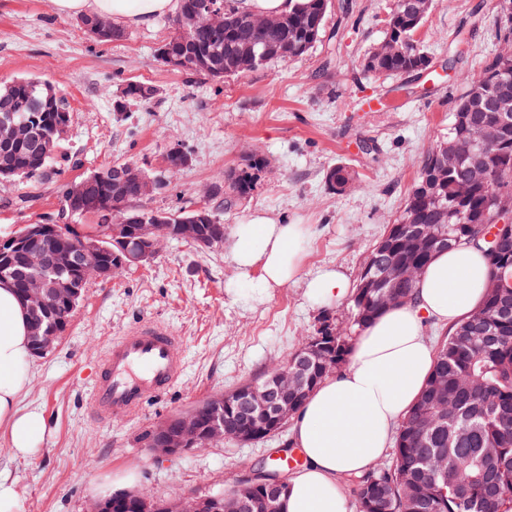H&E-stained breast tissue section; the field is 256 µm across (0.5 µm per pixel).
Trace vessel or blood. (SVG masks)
Here are the masks:
<instances>
[{"instance_id": "vessel-or-blood-1", "label": "vessel or blood", "mask_w": 512, "mask_h": 512, "mask_svg": "<svg viewBox=\"0 0 512 512\" xmlns=\"http://www.w3.org/2000/svg\"><path fill=\"white\" fill-rule=\"evenodd\" d=\"M176 336L150 321L126 331L106 353L93 387L91 406L102 418L137 412L149 398L166 391L180 376Z\"/></svg>"}]
</instances>
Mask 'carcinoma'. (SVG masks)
I'll return each mask as SVG.
<instances>
[{
  "label": "carcinoma",
  "mask_w": 512,
  "mask_h": 512,
  "mask_svg": "<svg viewBox=\"0 0 512 512\" xmlns=\"http://www.w3.org/2000/svg\"><path fill=\"white\" fill-rule=\"evenodd\" d=\"M207 0H180L174 19L175 32L160 48L166 54L164 63L198 75L200 69L191 63L198 50L212 51L213 70L206 76L214 79L235 78L280 59L270 54L264 60L250 58V53L269 51L286 43L288 58L304 56L319 41L331 0H297L295 8L284 15V23L262 28L253 23V15L224 8V28L189 26L186 20L204 6ZM425 17L415 16L406 0H395L382 42L361 61L362 70L374 75H397L420 71V65L431 60L414 40L415 32ZM484 82L471 84L457 99L454 122L448 137L457 144L458 168L455 175L467 179L468 187H460L443 170L433 193L420 191L424 181L444 163L440 148L426 152L418 177L407 194L397 223L411 222L431 229L433 236L415 248L387 233L381 237L382 264L399 269L412 267L420 273L432 257L447 249L448 237L471 241L487 253L491 273L489 282L498 288H485L481 306L466 320L453 327L438 344L435 363L427 385L409 414L401 421L393 452V462L380 464L372 471L347 477L353 486L357 512H512V285L507 275L512 267V234L502 235L496 242L498 255L488 253L485 236L495 228L500 210L512 207V124L502 129V117L512 121V98L507 112L474 108L471 103L512 84V71L503 70L501 61H488ZM153 89L139 83L127 85V101L145 102ZM46 93L40 80L17 78L0 85V113L9 110L18 116L32 118L37 140L52 145L54 152L42 154L35 146L18 144L9 153L15 167L28 173L31 183L57 181V149L52 115L40 112L38 102ZM498 133L497 142L483 152H476L473 140L476 128ZM121 163L106 165L84 177L85 196L66 200V184L57 186L60 203L69 204L64 219L73 221L93 214L101 225L125 215L124 203L137 198L128 187L118 197L111 196L109 172H117ZM267 167L261 154L249 156L243 166L231 170L224 178V191L229 200L248 198L260 173ZM328 189L345 192L355 182L354 172L343 164L326 174ZM366 278L360 273L352 299L353 326L364 330L383 310L391 305L406 304L414 299L416 280H400L390 294L381 288L363 291ZM351 338H336V347L326 350L327 360L311 364L308 374L319 385L336 372L334 365L347 361ZM493 404L497 418L484 419L486 404ZM448 412H465L470 418L466 426L441 423L430 426L443 408ZM441 450L456 467H448V480L435 476L420 460Z\"/></svg>",
  "instance_id": "carcinoma-1"
}]
</instances>
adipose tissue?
<instances>
[{
	"instance_id": "adipose-tissue-1",
	"label": "adipose tissue",
	"mask_w": 512,
	"mask_h": 512,
	"mask_svg": "<svg viewBox=\"0 0 512 512\" xmlns=\"http://www.w3.org/2000/svg\"><path fill=\"white\" fill-rule=\"evenodd\" d=\"M62 17L106 16L120 27H148L176 14L179 0H51ZM308 230L254 210L235 225L228 250L240 277L267 292L303 280L310 301L330 305L351 297L352 282L326 266L301 277ZM489 267L469 243L438 252L418 278L412 303L387 308L354 341L348 365L323 380L293 417L291 443L303 457L288 478L282 512H348L340 478L366 472L388 451L401 419L419 398L435 352L427 322L448 327L478 307ZM26 312L13 288L0 285V427L16 455L39 450L43 418L22 410L30 383Z\"/></svg>"
}]
</instances>
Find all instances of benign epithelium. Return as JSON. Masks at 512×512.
I'll return each instance as SVG.
<instances>
[{"mask_svg":"<svg viewBox=\"0 0 512 512\" xmlns=\"http://www.w3.org/2000/svg\"><path fill=\"white\" fill-rule=\"evenodd\" d=\"M194 22L198 25L224 24L223 6L212 0L204 10L195 14ZM81 27L96 40L112 38V22L108 19L83 22ZM33 135L29 120L16 118L9 112L0 115V145L28 143ZM120 174L116 190H121L125 182L134 181L139 185V199L155 192L154 181L144 177L137 167L127 165ZM62 231L61 224L34 222L0 237V266L10 268L12 257L20 256L24 258V265L33 271L22 286L21 304L27 315L39 316V321L29 324L31 351L36 357L51 349L57 339L60 308L74 309L81 294L75 283L110 279L115 268L121 270L149 262L158 255L161 244L172 236L191 245H201L204 227L192 218L179 224H163L156 215L152 216L150 224L145 223L143 217L138 224L123 218L106 225V246L94 239L79 238L65 250L50 248L48 239ZM400 233L412 246L431 237L427 228L412 224L393 225L392 234ZM114 246L119 248L114 264L101 262L100 253L110 251ZM319 330L323 335L297 349L263 383L249 382L232 391L215 393L154 426L148 437L151 453L161 458L172 457L224 441V418L234 410L250 421V426L233 438L235 442H254L259 436H269L280 430L290 415L288 398L304 393V380L296 369L299 361L306 353L326 348L327 342L336 340L339 335L330 319L323 320ZM285 483L282 476L266 480L250 468L244 478L219 495L181 496L160 501L133 489L95 502L91 512H126L130 508L134 512H253V508L260 504L266 507L265 512H277L274 502L280 497Z\"/></svg>","mask_w":512,"mask_h":512,"instance_id":"obj_1","label":"benign epithelium"}]
</instances>
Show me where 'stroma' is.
<instances>
[{
    "label": "stroma",
    "mask_w": 512,
    "mask_h": 512,
    "mask_svg": "<svg viewBox=\"0 0 512 512\" xmlns=\"http://www.w3.org/2000/svg\"><path fill=\"white\" fill-rule=\"evenodd\" d=\"M393 4L332 0L326 35L305 56L218 80L159 61L171 17L100 43L77 19L56 15L51 0H0V81L33 77L63 90L71 121L61 151L74 164L61 181L113 162L136 163L165 184L146 207L174 212L205 203L228 233L253 210L306 225L302 276L333 265L354 281L398 219L424 152L447 137L456 98L501 47L498 0H433L416 36L432 56V76L365 73L360 61L383 39ZM133 82L152 87L153 97L118 111ZM369 98L383 101V109L366 110ZM174 147L190 157L175 174L166 163ZM249 149L264 154L268 166L247 200L224 206L210 190L223 185ZM339 163L359 177L358 187L342 195L325 182ZM58 207L55 184H0L2 230L42 220ZM326 316L356 336L349 301L311 303L302 281L259 293L240 279L227 248L179 240L166 241L149 263L91 281L54 346L30 360L20 406L42 413L38 452L15 455L0 430V473L14 486L17 512H89L106 478L126 471L159 500L230 489L290 432L169 458L151 455L145 434L215 393L263 378ZM145 319L179 336L180 378L136 416L100 421L90 410L97 365L114 338Z\"/></svg>",
    "instance_id": "1"
}]
</instances>
